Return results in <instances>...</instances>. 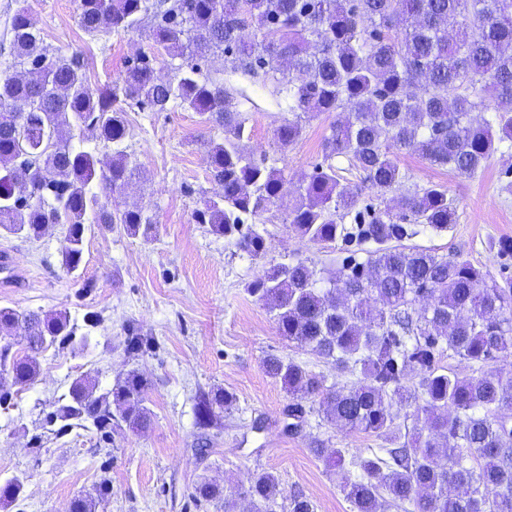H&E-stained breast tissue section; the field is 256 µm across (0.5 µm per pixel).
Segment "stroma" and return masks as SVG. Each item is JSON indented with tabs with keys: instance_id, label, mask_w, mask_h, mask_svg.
Here are the masks:
<instances>
[{
	"instance_id": "1",
	"label": "stroma",
	"mask_w": 512,
	"mask_h": 512,
	"mask_svg": "<svg viewBox=\"0 0 512 512\" xmlns=\"http://www.w3.org/2000/svg\"><path fill=\"white\" fill-rule=\"evenodd\" d=\"M29 5L46 44L65 53L85 52L92 85L111 82L139 53L157 50L144 30L88 36L78 25L76 0H29ZM202 70L238 90L234 107L246 119L245 151L258 159L276 158L284 170L282 196L264 216L267 253L250 258L233 240L193 218L205 199L221 191L207 174L203 146L221 136V129L205 126L197 113L178 105L165 112L127 109L128 152L139 177L113 195L112 205L152 215L160 226L158 238L146 242L89 225L81 267L70 274L61 264L65 225L50 226L35 241L0 237V249L13 251L24 278L19 287L0 286V307L48 312L64 306L76 322L89 313L98 319L84 350L48 348L39 357L38 381L0 406V482L26 477L24 498L9 512H69L75 498L95 494L104 482L110 487L104 512H215L197 507L191 497L198 477L241 491L263 472L278 477L279 504L299 490L315 512H352L340 475L316 451L366 454L385 444L383 438L331 425L315 406L302 426L288 430V394L266 374L267 355L306 365L331 384L347 379L325 359L279 336L263 303L248 291L272 264L300 259L326 276L341 270L350 255L338 244L301 239L284 222L301 178L322 159L331 118L304 122L299 139L279 149L274 131L288 113L262 80L225 70L216 56L203 61ZM400 166L410 183L447 188L459 215L447 232L423 228L405 239V246L460 253L495 279L512 278V257L497 252L498 240L512 238V192L505 190L512 182V149H499L472 178L415 155H401ZM130 322L154 350L129 356L125 326ZM133 368L152 383L148 430L126 429L105 438L76 425L60 432L47 424L52 403L81 373L95 372L104 390ZM217 389L233 393L236 405L200 431L197 398Z\"/></svg>"
}]
</instances>
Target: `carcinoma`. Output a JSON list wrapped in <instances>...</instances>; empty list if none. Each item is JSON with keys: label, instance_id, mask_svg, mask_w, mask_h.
<instances>
[{"label": "carcinoma", "instance_id": "carcinoma-1", "mask_svg": "<svg viewBox=\"0 0 512 512\" xmlns=\"http://www.w3.org/2000/svg\"><path fill=\"white\" fill-rule=\"evenodd\" d=\"M14 2L0 67V233L31 240L66 225L61 263L70 274L82 264L89 220L156 238L152 216L105 206L137 176L122 150L128 128L121 104L153 112L179 104L224 129L206 154L208 176L222 193L195 211L196 222L262 258L263 217L280 199L283 171L240 147L246 118L198 61L221 54L232 70L272 81L291 114L275 130L282 148L298 139L302 122L336 114L323 161L299 184L285 221L310 242L375 248L327 279L302 260L279 262L249 288L280 336L355 378L337 388L299 363L267 357L268 376L290 397L288 429L299 427L310 401L331 424L390 438L370 457L315 449L339 471L357 469L343 481L353 512H512V374L495 367L512 360V279L499 282L460 255L399 245L417 224L444 232L457 223L448 190L407 185L400 155L470 177L484 169L495 143L512 146V0H77L85 33H133L148 21L154 44L182 60L162 80L157 56L143 53L102 88L89 82L83 52L51 48L32 23L29 0ZM398 24L402 30L390 36ZM75 128L96 147L73 145L63 131ZM99 145L112 156L101 159ZM338 157L380 196L399 193L397 206L359 207L361 193L343 182ZM18 330L28 336L22 352L0 345V405L11 388L38 380V355L48 347L86 342L65 308H0V335ZM146 345L135 326L126 328L129 354ZM445 354L471 373L441 365ZM149 386L132 369L99 393L96 377L81 375L51 416L63 430L89 423L103 436L144 431L151 426ZM235 402L226 390L201 394L197 426L208 428ZM403 418L412 427L402 429ZM24 489V477L6 479L0 506L17 502ZM280 493L275 475H257L244 490L249 512H276ZM108 495L103 486L94 498H76L71 512H96ZM191 497L238 512L236 498L204 478ZM288 512L315 506L295 492Z\"/></svg>", "mask_w": 512, "mask_h": 512}]
</instances>
